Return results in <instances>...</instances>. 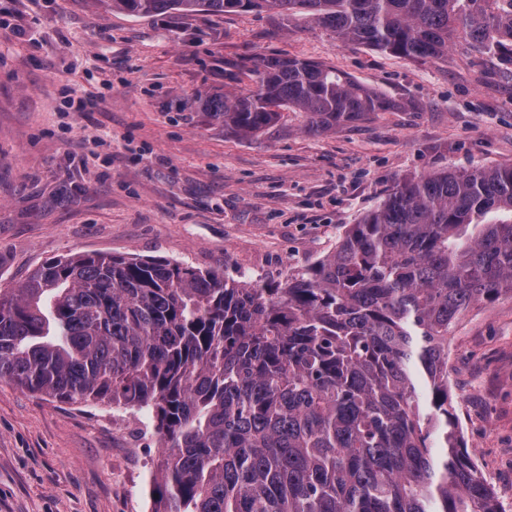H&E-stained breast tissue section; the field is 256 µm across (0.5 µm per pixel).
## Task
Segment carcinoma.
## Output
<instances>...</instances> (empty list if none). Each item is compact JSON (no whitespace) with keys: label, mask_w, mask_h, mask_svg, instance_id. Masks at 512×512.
<instances>
[{"label":"carcinoma","mask_w":512,"mask_h":512,"mask_svg":"<svg viewBox=\"0 0 512 512\" xmlns=\"http://www.w3.org/2000/svg\"><path fill=\"white\" fill-rule=\"evenodd\" d=\"M131 16H309L414 59L512 51V0H100ZM206 99L252 136L287 108L305 132L392 100L337 68L259 55ZM512 293V164L397 184L336 249L275 287L108 254L0 289V381L144 411L164 445L153 512H503L448 410V332Z\"/></svg>","instance_id":"obj_1"}]
</instances>
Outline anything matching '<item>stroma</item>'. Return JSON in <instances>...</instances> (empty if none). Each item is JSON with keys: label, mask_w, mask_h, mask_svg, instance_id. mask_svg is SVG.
Listing matches in <instances>:
<instances>
[{"label": "stroma", "mask_w": 512, "mask_h": 512, "mask_svg": "<svg viewBox=\"0 0 512 512\" xmlns=\"http://www.w3.org/2000/svg\"><path fill=\"white\" fill-rule=\"evenodd\" d=\"M332 65L393 108L321 135L281 111L248 137L204 112L242 64ZM512 163V60H412L270 12L133 17L98 0H0V286L112 253L276 285L321 259L396 182ZM463 439L512 512V296L448 334ZM147 413L0 382V512H152L163 447Z\"/></svg>", "instance_id": "35a3bbf8"}]
</instances>
